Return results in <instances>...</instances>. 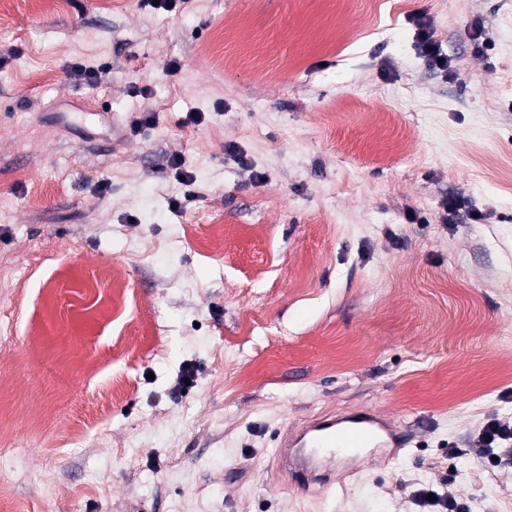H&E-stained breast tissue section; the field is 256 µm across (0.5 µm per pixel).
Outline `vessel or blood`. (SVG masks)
<instances>
[{
    "label": "vessel or blood",
    "mask_w": 512,
    "mask_h": 512,
    "mask_svg": "<svg viewBox=\"0 0 512 512\" xmlns=\"http://www.w3.org/2000/svg\"><path fill=\"white\" fill-rule=\"evenodd\" d=\"M412 442L411 433L394 421L380 418L370 410L346 417L327 413L323 418L308 420L302 426L285 428L279 436L276 454L289 474L310 482L327 481V474L312 466L306 449L332 452L346 448L402 449Z\"/></svg>",
    "instance_id": "obj_1"
}]
</instances>
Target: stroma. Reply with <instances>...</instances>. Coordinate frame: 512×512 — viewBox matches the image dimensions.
<instances>
[{"label":"stroma","mask_w":512,"mask_h":512,"mask_svg":"<svg viewBox=\"0 0 512 512\" xmlns=\"http://www.w3.org/2000/svg\"><path fill=\"white\" fill-rule=\"evenodd\" d=\"M1 50L0 273L44 258L0 282L20 512H512L474 458L512 419V0H0ZM356 408L412 447L286 487L279 433ZM418 28V37L422 46L424 55L428 58L432 65L446 68L448 66V58L440 54L438 44L432 39V34L428 31L427 24L421 18L416 20ZM442 59V62H439Z\"/></svg>","instance_id":"35a3bbf8"}]
</instances>
